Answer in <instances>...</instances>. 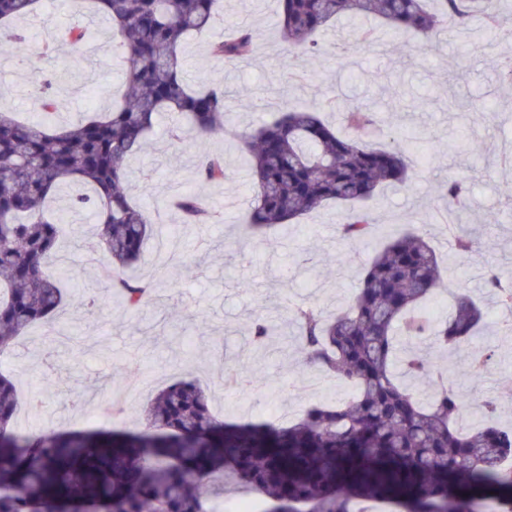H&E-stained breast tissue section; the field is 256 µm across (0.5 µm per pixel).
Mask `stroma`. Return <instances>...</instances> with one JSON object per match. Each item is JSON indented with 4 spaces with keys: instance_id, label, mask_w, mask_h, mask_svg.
I'll use <instances>...</instances> for the list:
<instances>
[{
    "instance_id": "obj_1",
    "label": "stroma",
    "mask_w": 512,
    "mask_h": 512,
    "mask_svg": "<svg viewBox=\"0 0 512 512\" xmlns=\"http://www.w3.org/2000/svg\"><path fill=\"white\" fill-rule=\"evenodd\" d=\"M277 12V0H222L224 22L190 36L181 52L189 82H223L228 92L223 134L197 148H174L173 118L165 114L145 152L129 163L130 198L150 209L155 225L167 228L166 235L152 233L132 271L155 283L147 309L124 310L103 274L107 259L89 231L90 220H73L65 196L52 201L62 233L46 271L59 277L68 270L60 283L67 301L52 324L33 325L0 361V373L16 384L18 429L109 428L114 394H122L135 416L160 388L185 377L209 386L213 410L232 421L262 422L280 413L292 422L312 404L346 399L350 385L302 364L291 311L311 304L336 313L355 294L362 265L412 224L423 225L445 264L441 289L428 305L431 316H447L455 292L476 297L484 320L471 345L491 354L492 365L475 373L464 352L430 344L424 355L466 398L495 400L496 424L512 426V333L502 327L512 311L483 287L488 265L512 275V86L500 84L493 68L494 60L512 56V26L476 44L448 30L441 41L404 53L393 36L370 44L356 41L352 25L341 20L318 36L329 56L290 70L282 59ZM228 20L255 30L252 60L228 64L211 56L210 45L223 39ZM23 26L26 54L0 50V108L34 116L33 80L51 75L57 78V122L73 123L111 108L122 66L106 20L72 0H41ZM74 27L87 32L76 47L64 38ZM49 42L54 52H46ZM366 96L389 107L381 115L382 132L372 136L375 145L396 138L419 148L409 179L371 202L373 234L363 242L343 241L340 209L333 204L294 221L287 236L274 230L262 238L243 234L249 170L235 133L258 128L283 107L316 105L339 135L348 136L352 130L342 120L344 107ZM452 98L468 101L471 111L449 110ZM416 99L427 100V107L413 108ZM461 138L472 143L464 154L455 148ZM201 151L223 155V183L198 179L195 160ZM449 178L468 180L469 221L480 227L476 251L452 264L448 214L437 189ZM190 191L206 198L213 221L189 226L172 208L175 196ZM259 317L274 327L268 350L243 367V386L224 388V366L242 354L247 327Z\"/></svg>"
}]
</instances>
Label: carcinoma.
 I'll list each match as a JSON object with an SVG mask.
<instances>
[{
	"label": "carcinoma",
	"mask_w": 512,
	"mask_h": 512,
	"mask_svg": "<svg viewBox=\"0 0 512 512\" xmlns=\"http://www.w3.org/2000/svg\"><path fill=\"white\" fill-rule=\"evenodd\" d=\"M218 0H89L93 13L116 23L124 63L125 93L109 112L74 124L25 122L0 110V357L34 323L60 312L62 289L45 272L56 250L58 225L46 203L68 187L75 214L93 211L98 242L112 265V290L124 307L138 310L153 284L126 273L139 261L153 231L146 207L130 201L128 162L143 152L163 112L186 122L171 137L189 134L192 144L224 132V85L203 89L184 77L180 49L186 37L209 29ZM279 0V26L288 64L322 51L316 36L334 19H377L396 35L430 42L441 25L481 27L495 33L494 0ZM38 0H0V21L25 19ZM27 33L5 32L3 43L22 51ZM256 35L235 27L211 44L218 60L254 55ZM344 116L362 134L341 137L313 109H288L272 122L239 137L250 163L251 205L246 226L254 234L329 203L348 208L344 238L359 241L373 226L359 205L383 188L403 183L413 161L401 147L378 149L368 137L379 124L368 101ZM224 158L204 152L201 181H224ZM467 186L450 179L440 200L456 217L455 250L477 244L465 230ZM185 220L206 224L204 197L181 195ZM440 265L426 237L413 229L388 242L369 261L346 309L332 319L299 307L306 364L356 386L349 400L309 407L285 428L237 426L210 406L193 380L160 389L144 406V427L112 434L98 431L31 433L15 427L18 401L13 381L0 374V512H212L202 488L224 492L230 479L258 490L268 512H365L378 497L399 500L402 512H512V429L484 426L458 430L464 403L448 378L411 347L403 361L410 379L435 381L433 400L422 403L393 372L394 329L406 339L430 340L442 349L467 344L483 320L469 296L456 298L453 314L434 323L422 304L439 287ZM484 286L512 306V279L493 268ZM270 326L263 318L248 330L250 344L264 347Z\"/></svg>",
	"instance_id": "cac0c4a2"
}]
</instances>
